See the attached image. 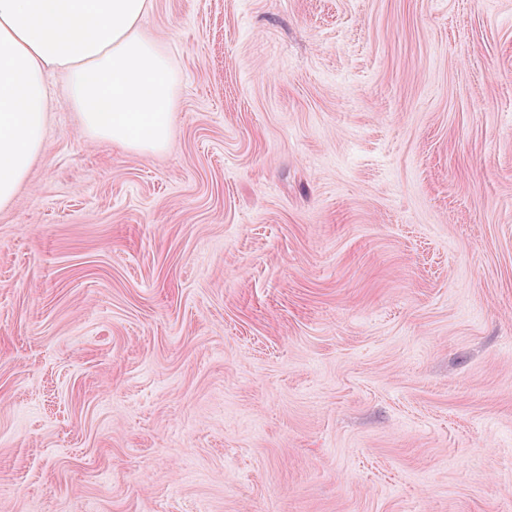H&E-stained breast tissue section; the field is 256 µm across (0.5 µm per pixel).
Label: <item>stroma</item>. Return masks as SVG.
Returning a JSON list of instances; mask_svg holds the SVG:
<instances>
[{
  "mask_svg": "<svg viewBox=\"0 0 512 512\" xmlns=\"http://www.w3.org/2000/svg\"><path fill=\"white\" fill-rule=\"evenodd\" d=\"M167 147L62 78L0 210V512H512V0H153Z\"/></svg>",
  "mask_w": 512,
  "mask_h": 512,
  "instance_id": "stroma-1",
  "label": "stroma"
}]
</instances>
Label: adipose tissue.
<instances>
[{"instance_id": "ef3b65f1", "label": "adipose tissue", "mask_w": 512, "mask_h": 512, "mask_svg": "<svg viewBox=\"0 0 512 512\" xmlns=\"http://www.w3.org/2000/svg\"><path fill=\"white\" fill-rule=\"evenodd\" d=\"M152 2L0 0V210L43 150L50 74L89 137L141 153L166 147L174 78L140 30Z\"/></svg>"}]
</instances>
